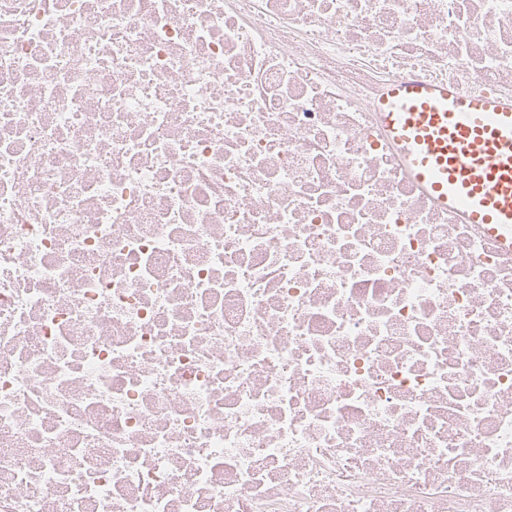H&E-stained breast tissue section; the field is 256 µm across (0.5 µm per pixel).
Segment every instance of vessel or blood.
I'll use <instances>...</instances> for the list:
<instances>
[{
  "label": "vessel or blood",
  "mask_w": 512,
  "mask_h": 512,
  "mask_svg": "<svg viewBox=\"0 0 512 512\" xmlns=\"http://www.w3.org/2000/svg\"><path fill=\"white\" fill-rule=\"evenodd\" d=\"M378 112L407 176L512 252V97L399 82Z\"/></svg>",
  "instance_id": "1"
}]
</instances>
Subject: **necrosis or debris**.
Instances as JSON below:
<instances>
[{"label":"necrosis or debris","mask_w":512,"mask_h":512,"mask_svg":"<svg viewBox=\"0 0 512 512\" xmlns=\"http://www.w3.org/2000/svg\"><path fill=\"white\" fill-rule=\"evenodd\" d=\"M512 0H0V512H512V253L403 172Z\"/></svg>","instance_id":"obj_1"}]
</instances>
